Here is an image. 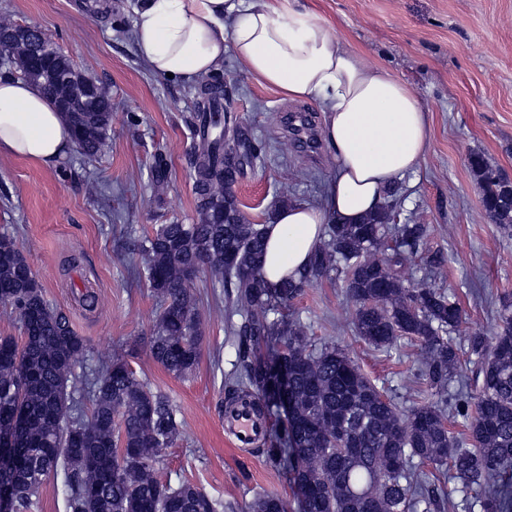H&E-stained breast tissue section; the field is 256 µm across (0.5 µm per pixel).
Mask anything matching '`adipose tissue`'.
Returning a JSON list of instances; mask_svg holds the SVG:
<instances>
[{"label":"adipose tissue","instance_id":"ef3b65f1","mask_svg":"<svg viewBox=\"0 0 512 512\" xmlns=\"http://www.w3.org/2000/svg\"><path fill=\"white\" fill-rule=\"evenodd\" d=\"M138 56L158 75L194 84L225 51L291 100H312L334 160L323 201L277 209L266 222L267 281L297 276L326 225L375 213L389 187L416 170L430 140L427 112L390 71L364 62L334 26L302 0H140L133 30ZM72 133L33 85L0 76V156L56 167Z\"/></svg>","mask_w":512,"mask_h":512}]
</instances>
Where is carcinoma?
Instances as JSON below:
<instances>
[{"mask_svg": "<svg viewBox=\"0 0 512 512\" xmlns=\"http://www.w3.org/2000/svg\"><path fill=\"white\" fill-rule=\"evenodd\" d=\"M53 50L39 39L8 48L18 70ZM27 81L54 102L81 100L84 111L65 113L74 149L89 162L105 156L112 113L95 111L79 85L62 77L30 74ZM197 94V111L186 122L197 141L189 172L199 220L161 224L153 235L131 240L160 301L150 357L176 378L195 371L202 331L192 288L204 272L224 289L227 333L238 345L235 370L224 376L222 408L252 400L267 419L284 415L281 434L262 453L289 475L299 512H444L450 482L480 512H512V308L498 312L493 333L469 335L462 350L448 336L463 324L455 295L411 288L398 275L417 254L425 226L397 222L388 201L359 224L327 225L299 277L268 284L265 225L249 220L232 192L259 158V145L222 111L219 77L202 81ZM468 165L484 187L490 221L511 230L512 186L480 153L470 154ZM333 273L354 303L358 338L383 351L401 339L419 342L418 377L436 399L404 417L341 349L310 344L304 323L286 310ZM2 297L21 330L0 336V501L8 512H28L59 471L67 512H234L190 480L160 481V453L182 436L170 396L149 387L121 357L76 372L87 343L46 300L8 234L0 235ZM464 352L471 356L474 415L459 439L448 430L442 398ZM116 445L125 448L123 456L114 453ZM248 512H288V504L263 493Z\"/></svg>", "mask_w": 512, "mask_h": 512, "instance_id": "cac0c4a2", "label": "carcinoma"}]
</instances>
